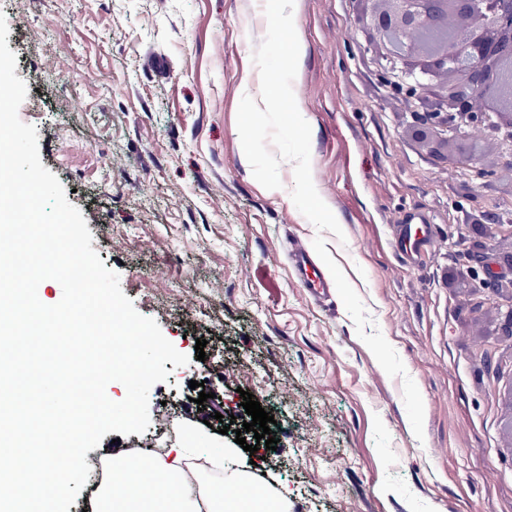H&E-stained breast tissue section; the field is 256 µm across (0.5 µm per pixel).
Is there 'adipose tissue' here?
<instances>
[{"label":"adipose tissue","instance_id":"obj_1","mask_svg":"<svg viewBox=\"0 0 512 512\" xmlns=\"http://www.w3.org/2000/svg\"><path fill=\"white\" fill-rule=\"evenodd\" d=\"M111 466L100 484L90 512H288V494L255 491L247 470H236L222 483H200L195 497L185 493V449L165 457H140L125 448H105Z\"/></svg>","mask_w":512,"mask_h":512}]
</instances>
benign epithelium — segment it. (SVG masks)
<instances>
[{
    "mask_svg": "<svg viewBox=\"0 0 512 512\" xmlns=\"http://www.w3.org/2000/svg\"><path fill=\"white\" fill-rule=\"evenodd\" d=\"M383 79L405 78L422 133L512 147V0H362Z\"/></svg>",
    "mask_w": 512,
    "mask_h": 512,
    "instance_id": "obj_1",
    "label": "benign epithelium"
}]
</instances>
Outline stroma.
I'll return each instance as SVG.
<instances>
[{
    "label": "stroma",
    "instance_id": "stroma-1",
    "mask_svg": "<svg viewBox=\"0 0 512 512\" xmlns=\"http://www.w3.org/2000/svg\"><path fill=\"white\" fill-rule=\"evenodd\" d=\"M0 13L42 165L124 294L191 357L122 447L232 449L288 491L289 512H512V153L484 152V178L473 140L437 152L415 137L360 0H296L288 19L264 0H0ZM253 67L296 105L254 110ZM415 208L435 226L420 266L394 240ZM477 224L494 232L483 252ZM297 245L329 298L297 280ZM488 261L502 288H480ZM244 390L276 420L277 448L256 461L208 426L241 416Z\"/></svg>",
    "mask_w": 512,
    "mask_h": 512
}]
</instances>
